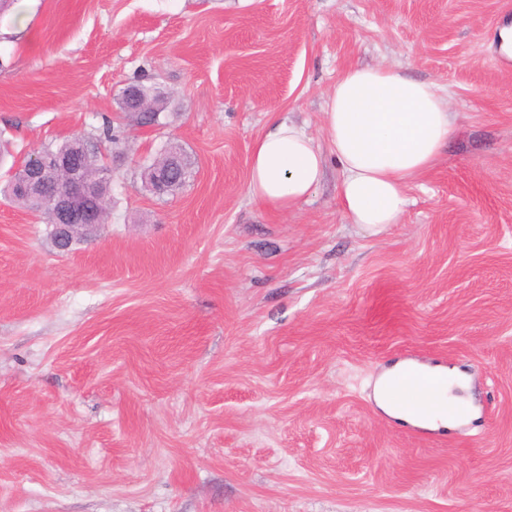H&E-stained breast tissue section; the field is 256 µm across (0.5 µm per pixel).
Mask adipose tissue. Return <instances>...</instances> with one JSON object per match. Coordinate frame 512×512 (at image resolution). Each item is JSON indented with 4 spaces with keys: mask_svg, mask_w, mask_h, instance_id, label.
Instances as JSON below:
<instances>
[{
    "mask_svg": "<svg viewBox=\"0 0 512 512\" xmlns=\"http://www.w3.org/2000/svg\"><path fill=\"white\" fill-rule=\"evenodd\" d=\"M454 134L437 83L389 67H352L326 98L324 144L288 120L269 123L252 147L247 194L270 210L291 213L323 181L331 153L341 168L344 215L375 234L399 223L409 182L438 162Z\"/></svg>",
    "mask_w": 512,
    "mask_h": 512,
    "instance_id": "ef3b65f1",
    "label": "adipose tissue"
}]
</instances>
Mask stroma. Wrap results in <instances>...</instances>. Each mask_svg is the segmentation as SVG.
<instances>
[{"mask_svg": "<svg viewBox=\"0 0 512 512\" xmlns=\"http://www.w3.org/2000/svg\"><path fill=\"white\" fill-rule=\"evenodd\" d=\"M512 0H15L0 145L20 160L104 120L112 212L58 252L0 192V512H512ZM446 92L456 135L399 223H348L339 165L279 215L255 139L322 140L347 67ZM170 95L137 126L119 93ZM179 145L158 197L141 167ZM458 368L478 412L415 432L390 363Z\"/></svg>", "mask_w": 512, "mask_h": 512, "instance_id": "35a3bbf8", "label": "stroma"}]
</instances>
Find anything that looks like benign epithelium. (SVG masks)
I'll list each match as a JSON object with an SVG mask.
<instances>
[{
  "label": "benign epithelium",
  "mask_w": 512,
  "mask_h": 512,
  "mask_svg": "<svg viewBox=\"0 0 512 512\" xmlns=\"http://www.w3.org/2000/svg\"><path fill=\"white\" fill-rule=\"evenodd\" d=\"M90 153L92 149L88 146L79 157L59 153L49 165L33 155L15 169L22 194L39 206L48 208L55 219L54 245L60 251H70L74 233L95 237L103 227L100 211L93 202L99 197L100 187L110 183L112 168L104 160L94 173L86 174L83 163ZM177 170L179 167L175 162L165 166L154 163L151 166L152 183L147 188L154 193L166 191L175 183L173 174ZM50 181L63 183V188L58 192L44 193Z\"/></svg>",
  "instance_id": "benign-epithelium-1"
}]
</instances>
